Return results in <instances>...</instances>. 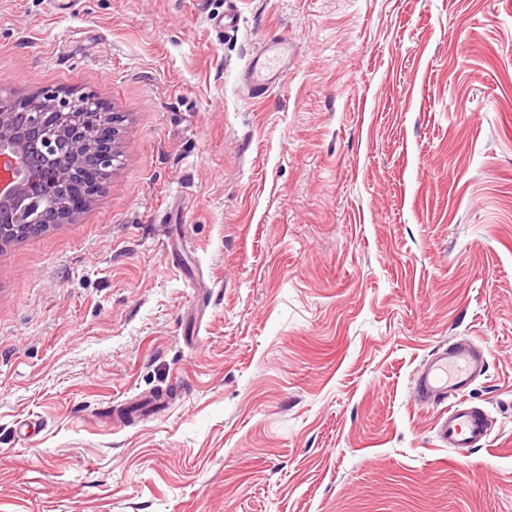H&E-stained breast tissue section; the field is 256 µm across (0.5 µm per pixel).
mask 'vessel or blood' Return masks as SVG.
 Listing matches in <instances>:
<instances>
[{
  "instance_id": "obj_1",
  "label": "vessel or blood",
  "mask_w": 512,
  "mask_h": 512,
  "mask_svg": "<svg viewBox=\"0 0 512 512\" xmlns=\"http://www.w3.org/2000/svg\"><path fill=\"white\" fill-rule=\"evenodd\" d=\"M292 44L288 39L272 38L244 69V82L249 90L262 94L279 83L288 73ZM489 367L484 347L462 336L436 350L421 366L414 385L416 401L422 404L447 403L448 409L436 424L438 440L445 446L478 448L486 445L491 435L486 412L463 400V393Z\"/></svg>"
}]
</instances>
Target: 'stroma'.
Returning <instances> with one entry per match:
<instances>
[{
  "label": "stroma",
  "mask_w": 512,
  "mask_h": 512,
  "mask_svg": "<svg viewBox=\"0 0 512 512\" xmlns=\"http://www.w3.org/2000/svg\"><path fill=\"white\" fill-rule=\"evenodd\" d=\"M44 87L116 159L0 247V512H512V0H0ZM456 336L464 456L412 393ZM292 43L287 38H271L244 69V82L254 93L263 94L288 73ZM488 367L484 347L462 336L437 349L418 371L414 396L419 403H443L461 396L448 403L436 424L437 439L448 448H478L488 443L491 424L486 412L463 400V393Z\"/></svg>",
  "instance_id": "35a3bbf8"
}]
</instances>
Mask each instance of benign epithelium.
<instances>
[{
	"label": "benign epithelium",
	"instance_id": "obj_1",
	"mask_svg": "<svg viewBox=\"0 0 512 512\" xmlns=\"http://www.w3.org/2000/svg\"><path fill=\"white\" fill-rule=\"evenodd\" d=\"M103 129L113 130L112 114L87 97L49 88L28 100L0 95V246L47 212L61 223L69 219L74 188H83L89 198L99 191L115 160L113 139L102 138ZM60 138L69 144L68 158L57 153ZM27 145L44 159L35 171L20 162V149ZM89 148L95 161L84 165L80 159Z\"/></svg>",
	"mask_w": 512,
	"mask_h": 512
}]
</instances>
